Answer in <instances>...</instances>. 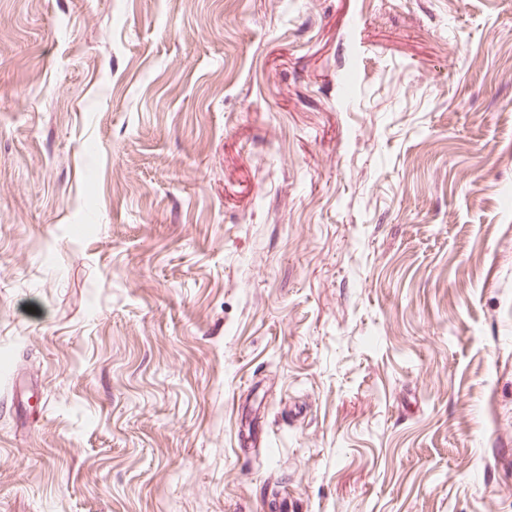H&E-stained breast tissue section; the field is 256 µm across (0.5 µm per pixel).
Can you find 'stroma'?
Returning <instances> with one entry per match:
<instances>
[{"label": "stroma", "instance_id": "stroma-1", "mask_svg": "<svg viewBox=\"0 0 512 512\" xmlns=\"http://www.w3.org/2000/svg\"><path fill=\"white\" fill-rule=\"evenodd\" d=\"M276 490L512 512V0H0V512Z\"/></svg>", "mask_w": 512, "mask_h": 512}]
</instances>
